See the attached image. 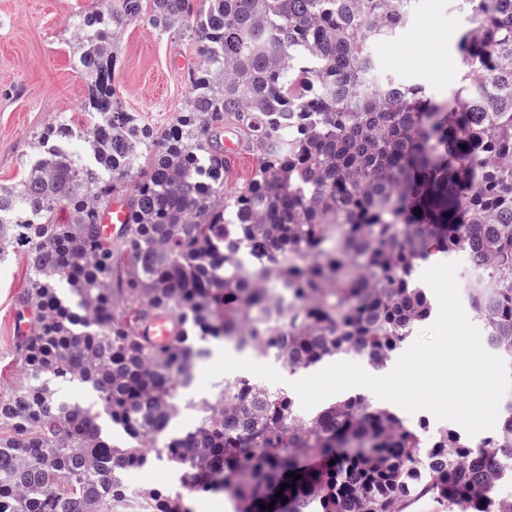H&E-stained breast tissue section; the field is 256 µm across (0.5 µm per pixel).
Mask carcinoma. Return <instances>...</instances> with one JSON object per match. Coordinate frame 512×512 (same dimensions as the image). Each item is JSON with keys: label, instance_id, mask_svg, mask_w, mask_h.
I'll list each match as a JSON object with an SVG mask.
<instances>
[{"label": "carcinoma", "instance_id": "1", "mask_svg": "<svg viewBox=\"0 0 512 512\" xmlns=\"http://www.w3.org/2000/svg\"><path fill=\"white\" fill-rule=\"evenodd\" d=\"M466 2L450 108L376 73L372 45L408 23L413 0H107L74 21L85 122L37 132L0 185V241L24 247L28 271L23 378L0 393V512H192L218 492L236 512H403L427 496L504 512L512 401L479 440L361 394L305 417L289 390L248 377L177 402L204 345L250 348L245 319L290 373L342 354L390 362L432 314L416 272L437 254L465 257L472 307L512 368V0ZM138 21L198 44L191 92L160 128L124 110L114 83ZM226 128L259 152L231 196ZM114 197L131 213L116 238L99 223ZM257 281L303 304L267 318ZM160 309L182 330L153 347L135 321ZM182 407L196 424L171 435ZM146 443L187 468V489L116 479L145 466Z\"/></svg>", "mask_w": 512, "mask_h": 512}]
</instances>
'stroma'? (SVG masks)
Masks as SVG:
<instances>
[{"instance_id": "obj_1", "label": "stroma", "mask_w": 512, "mask_h": 512, "mask_svg": "<svg viewBox=\"0 0 512 512\" xmlns=\"http://www.w3.org/2000/svg\"><path fill=\"white\" fill-rule=\"evenodd\" d=\"M99 0H0V183L13 182L36 132L66 117L83 121L84 76L66 43L75 16ZM466 25L462 0H416L405 27L374 48L380 75L427 88L436 103L453 102L461 83L457 45ZM199 62L188 35L144 21L126 29L115 85L124 109L163 126L190 92L188 74ZM26 283L24 252L13 246L0 262V389L20 377L13 320Z\"/></svg>"}]
</instances>
